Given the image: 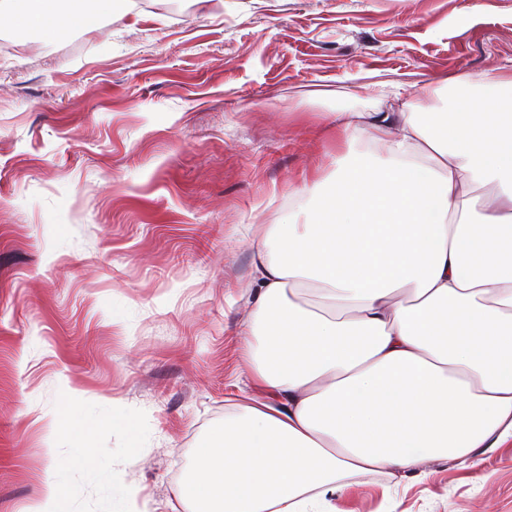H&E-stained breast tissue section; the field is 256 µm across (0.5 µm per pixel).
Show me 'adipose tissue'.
Masks as SVG:
<instances>
[{
	"label": "adipose tissue",
	"instance_id": "ef3b65f1",
	"mask_svg": "<svg viewBox=\"0 0 512 512\" xmlns=\"http://www.w3.org/2000/svg\"><path fill=\"white\" fill-rule=\"evenodd\" d=\"M124 7L0 0V24L60 40ZM440 94L438 112L333 113L347 150L304 186L301 222L249 240L244 366L268 397L196 446L177 489L195 512H337L348 477L512 443V115L485 109L512 76Z\"/></svg>",
	"mask_w": 512,
	"mask_h": 512
}]
</instances>
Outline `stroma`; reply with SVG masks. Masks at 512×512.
I'll use <instances>...</instances> for the list:
<instances>
[{"mask_svg": "<svg viewBox=\"0 0 512 512\" xmlns=\"http://www.w3.org/2000/svg\"><path fill=\"white\" fill-rule=\"evenodd\" d=\"M169 3L52 44L0 29V512L63 464L79 512H109L110 482L189 512L198 441L265 396L244 242L328 173L331 113L436 110L446 80L512 75V0ZM477 458L354 478L336 506L512 512V446Z\"/></svg>", "mask_w": 512, "mask_h": 512, "instance_id": "35a3bbf8", "label": "stroma"}]
</instances>
